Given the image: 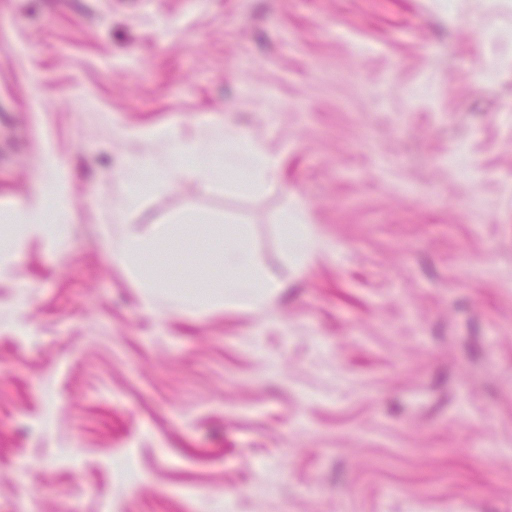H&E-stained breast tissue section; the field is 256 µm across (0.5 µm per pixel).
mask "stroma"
<instances>
[{"label": "stroma", "instance_id": "stroma-1", "mask_svg": "<svg viewBox=\"0 0 512 512\" xmlns=\"http://www.w3.org/2000/svg\"><path fill=\"white\" fill-rule=\"evenodd\" d=\"M228 127L278 189L112 222L147 129ZM58 176L0 250V512H512V0H0V226ZM187 217L280 291L147 305L111 250ZM47 200L40 185L33 189L31 198L16 205L12 212L10 227L0 231L1 243L14 240L21 235H51L54 225L46 224Z\"/></svg>", "mask_w": 512, "mask_h": 512}]
</instances>
